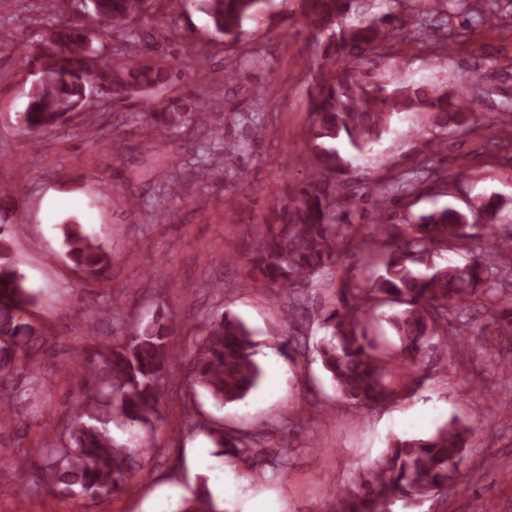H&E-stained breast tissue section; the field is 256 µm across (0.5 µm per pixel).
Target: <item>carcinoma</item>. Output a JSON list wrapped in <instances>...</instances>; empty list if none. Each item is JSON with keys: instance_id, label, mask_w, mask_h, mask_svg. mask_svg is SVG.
<instances>
[{"instance_id": "carcinoma-1", "label": "carcinoma", "mask_w": 512, "mask_h": 512, "mask_svg": "<svg viewBox=\"0 0 512 512\" xmlns=\"http://www.w3.org/2000/svg\"><path fill=\"white\" fill-rule=\"evenodd\" d=\"M149 0H61L57 17L49 18L28 62L38 69L24 113L25 131L47 132L63 116L87 104L95 89L118 102L143 97L171 80V66L133 60L135 50L118 52L110 64L101 60L105 46H95L87 19L101 18L141 42L135 26L149 13ZM206 15L211 32L224 45L238 43L248 19L268 12L273 0H191ZM300 23L315 34L321 76L311 92L308 113L311 175L306 182L275 193L265 212L240 234L237 248L224 263H242L252 288H275L288 300L285 318L296 322L304 309L299 288L329 273L341 254L360 255L375 268L362 287L340 281L324 320L327 334L315 352L336 391L365 408L389 404L410 393L430 376L435 342L460 358L469 349L459 339L476 334L473 326L455 324L453 314L474 305L500 314V335H512V224L499 223L501 201L490 195L477 206L478 216L452 207L433 210L402 222L379 224L375 234L353 229L349 211L340 210L349 187L344 176L351 154L362 156L389 130L402 112H428L435 134L432 152L417 157L414 174L433 177L434 155L450 132H466L473 74L466 83L447 89L431 84L403 85L384 80L376 60L386 55V42L397 17L374 14L365 0H296ZM148 135L162 134L185 123L205 124V112H151ZM213 152H224V168L246 171L237 160L248 146L216 137ZM392 189L376 199L384 213L391 196L412 195L416 180L399 173ZM63 240L72 263L89 272L108 266L110 256L75 223L63 225ZM465 253L462 264L439 266L430 257L442 249ZM36 301L20 271L13 235L0 227V374L12 373L17 353H25L36 327L26 309ZM384 318L398 344L388 353L371 334L373 319L383 306ZM173 324L161 312L135 323L118 342L102 345L89 355H76L74 374L81 379L78 415L63 437L46 439L43 469L47 482L69 495L122 492L147 446L146 427L159 414L162 383L174 358ZM253 332L229 312L213 314L186 363L192 387L202 389L217 407L244 401L256 390L263 370L256 360ZM476 429L458 418L426 437L388 440L374 465L350 486L329 498L326 512H392L402 501L419 507L442 496L463 477L470 437ZM215 455L261 467L272 460L285 464V454L269 448L256 434L210 429ZM177 512H224L205 485L182 498Z\"/></svg>"}]
</instances>
